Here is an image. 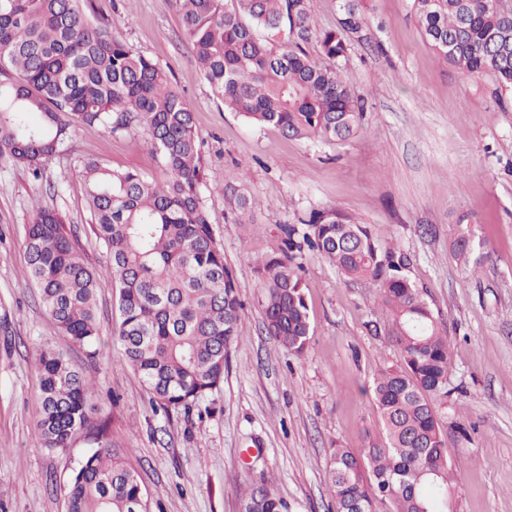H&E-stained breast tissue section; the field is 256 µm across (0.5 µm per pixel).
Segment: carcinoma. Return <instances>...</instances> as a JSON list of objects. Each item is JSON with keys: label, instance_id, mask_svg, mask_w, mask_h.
<instances>
[{"label": "carcinoma", "instance_id": "carcinoma-1", "mask_svg": "<svg viewBox=\"0 0 512 512\" xmlns=\"http://www.w3.org/2000/svg\"><path fill=\"white\" fill-rule=\"evenodd\" d=\"M193 56L224 107L295 138L342 144L362 117L361 100L339 74L347 39L361 38L366 18L356 0H340L339 28H316L310 0H175ZM422 34L437 55L467 77L494 75L512 87V0H412ZM287 34L275 45L257 31ZM316 39L330 61H312L302 44ZM111 133L143 129L163 177L81 162L82 190L107 255L103 272L118 290L115 338L123 360L164 414L190 413L224 382L230 349L243 336V303L224 262L201 197L203 160L193 112L167 74L122 37L86 15L83 0H0V162L37 177L64 151L73 128ZM225 204L252 224L255 200L235 180ZM281 252L258 268L268 333L301 356L311 327L299 259L327 258L350 280L378 288L376 306L401 366L380 370L371 391L382 432L366 436L363 454L331 453L336 512H448L449 435L445 421L451 363L448 337L423 292L407 275L408 255L366 224L334 210L299 228H282ZM460 227L452 255L478 271L480 248ZM29 275L45 310L73 344L100 342L98 272L78 251L63 214L36 207L25 226ZM35 436L65 451L86 432L89 452L64 487L68 512H147L126 449L94 422L96 391L61 351L38 358ZM244 512H289L288 502L261 488L244 495Z\"/></svg>", "mask_w": 512, "mask_h": 512}]
</instances>
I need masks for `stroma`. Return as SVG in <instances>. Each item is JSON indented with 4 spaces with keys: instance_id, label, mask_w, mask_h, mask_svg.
<instances>
[{
    "instance_id": "1",
    "label": "stroma",
    "mask_w": 512,
    "mask_h": 512,
    "mask_svg": "<svg viewBox=\"0 0 512 512\" xmlns=\"http://www.w3.org/2000/svg\"><path fill=\"white\" fill-rule=\"evenodd\" d=\"M359 3L367 24L341 68L363 118L347 143L324 145L225 111L194 61L174 0H93L95 17L157 63L194 113L202 197L239 286L244 339L218 390L191 415H167L122 360L108 276L96 287L102 335L93 355L58 331L28 278L23 236L36 203L62 212L85 262L103 264L80 162L161 178L142 129L77 127L38 179L0 163V512H66L63 487L91 449L83 434L64 452L35 439L43 348L66 352L94 385L98 417L126 449L149 512H242V488L267 483L291 512H336L331 451H360L365 433L380 432L370 386L398 358L377 289L305 254L312 338L296 357L266 331L256 273L279 253L283 226L330 209L409 256V275L450 340L447 419L463 432L448 449L456 464L448 512H512V88L440 60L412 0ZM237 172L259 203L250 224L225 208L224 185ZM459 224L484 244L478 274L450 252Z\"/></svg>"
}]
</instances>
